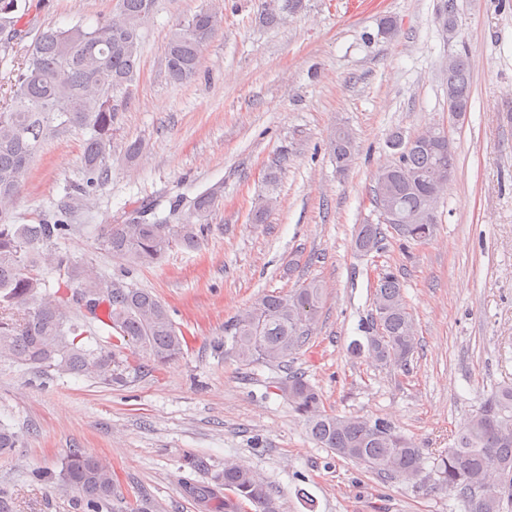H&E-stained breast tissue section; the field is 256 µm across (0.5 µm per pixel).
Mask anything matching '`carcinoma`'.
Masks as SVG:
<instances>
[{"mask_svg": "<svg viewBox=\"0 0 512 512\" xmlns=\"http://www.w3.org/2000/svg\"><path fill=\"white\" fill-rule=\"evenodd\" d=\"M154 0H116L112 14L94 28L81 23L49 27L39 33L13 84L11 104L0 109V357L43 374L89 376L109 387L131 383L136 369L119 355L133 346L142 357L165 364L184 353L187 338L169 308L152 292L95 272L57 251L72 231L63 220L13 224L9 205L28 177L41 145L72 130L88 133L82 153L85 178L69 187V198L87 202L108 181L112 131L122 109L118 93L137 79L140 27ZM304 0H261L260 23L275 26L301 13ZM18 0H0V33L17 32ZM224 14L202 8L172 31L165 48L168 78L192 79L204 46L223 28ZM470 84L466 57L448 58V106L468 111ZM431 147H408L394 135V164L374 179L371 202L388 205L410 217L429 209L456 170L450 141ZM336 166H348L354 152L349 132L330 138ZM220 188L195 197L190 218L181 224L141 221L104 224L99 245L122 262L126 272L161 264L175 245L198 247ZM436 220L394 227L405 243L421 244L434 235ZM382 225L362 224L354 248L362 254L380 249ZM64 271L66 281L50 287L46 270ZM322 285L312 280L290 293L271 292L224 325L230 350L244 365H283L308 344L318 323ZM373 336L368 355L381 365L406 367L417 349L414 319L398 276L386 272L376 284ZM101 323L105 340L93 336L89 319ZM289 403L306 421L311 436L338 456L364 466L380 478L412 482L425 470L423 449L383 419L338 416L323 408L321 394L303 375L288 374L283 387ZM433 471L439 482L462 501L467 512H512V385L501 387L471 416L454 444L438 454ZM55 479L81 493L85 512H99L114 501L123 512L112 467L76 450ZM202 502L224 493V512H278L268 485L249 468L232 461L215 485L194 487Z\"/></svg>", "mask_w": 512, "mask_h": 512, "instance_id": "obj_1", "label": "carcinoma"}]
</instances>
